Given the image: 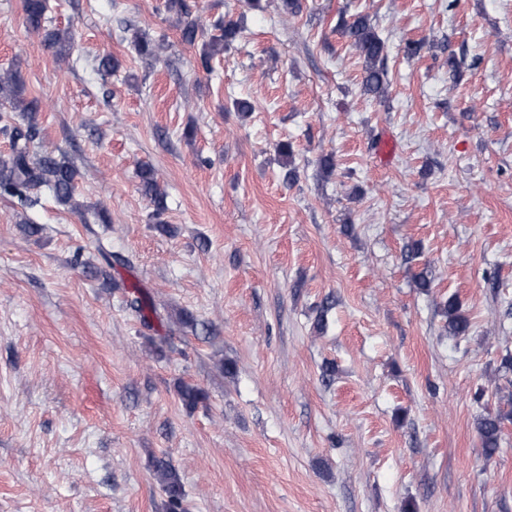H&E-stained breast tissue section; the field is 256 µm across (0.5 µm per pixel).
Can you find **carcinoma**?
I'll return each instance as SVG.
<instances>
[{
  "mask_svg": "<svg viewBox=\"0 0 512 512\" xmlns=\"http://www.w3.org/2000/svg\"><path fill=\"white\" fill-rule=\"evenodd\" d=\"M162 7L164 11L178 16L182 41L189 45L195 44L202 28L192 16L185 0H163ZM24 12L26 27L41 35L58 64L70 66L72 33L68 29L51 25L45 0H25ZM338 28L350 47L364 60L361 81L363 94L373 99L382 98L387 85V71L384 68L385 42L364 15L349 19L342 17L338 21ZM240 32V26L231 21L217 23L215 33L209 35L201 44L198 68L207 74L212 73L214 58L224 51V46L235 41ZM132 44L135 52L145 58L157 56L161 49V44L139 33L134 35ZM0 103L8 106L9 111L20 112L26 118L23 124L6 123L0 130L9 138V153L0 157V197L9 199L13 205L25 212L39 205L38 193L45 190L56 203L74 210L81 209V204L74 198L77 176L74 165L64 156L52 152H35V141L39 137L35 114L41 109L40 101L35 97H27L18 68L14 66L0 69ZM139 177L142 192L154 203L155 216L161 217L167 210L166 198L159 189L153 170L143 168L139 171ZM100 255L103 266L92 271L96 277L109 278L110 269L114 266L128 264L122 256L104 248L100 249ZM127 288V306L144 326L153 327V323L160 320V314L149 295L136 283L127 285ZM443 309L447 317L448 333L457 337L468 335L471 323L460 312L457 299L448 298ZM178 393L182 403L189 409L196 408L206 399L205 393L193 385L180 386ZM511 420L512 411L481 414L476 418L475 427L485 458L490 459L498 452L504 424ZM153 467L167 496V512H185L183 489L175 469L163 459L154 460Z\"/></svg>",
  "mask_w": 512,
  "mask_h": 512,
  "instance_id": "carcinoma-1",
  "label": "carcinoma"
}]
</instances>
